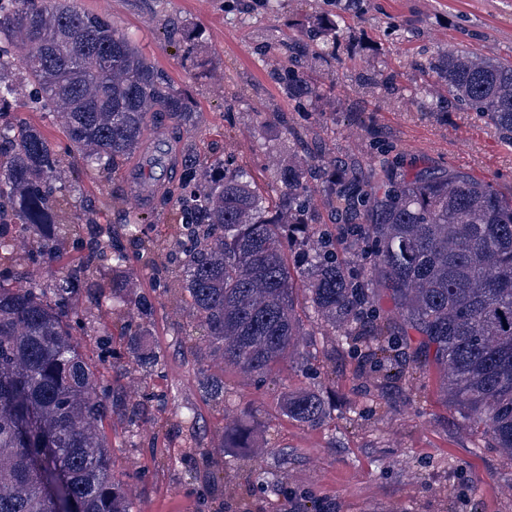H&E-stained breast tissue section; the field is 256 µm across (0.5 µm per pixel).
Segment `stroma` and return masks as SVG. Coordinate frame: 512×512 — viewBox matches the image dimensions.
I'll list each match as a JSON object with an SVG mask.
<instances>
[{
	"label": "stroma",
	"mask_w": 512,
	"mask_h": 512,
	"mask_svg": "<svg viewBox=\"0 0 512 512\" xmlns=\"http://www.w3.org/2000/svg\"><path fill=\"white\" fill-rule=\"evenodd\" d=\"M79 11L107 16L163 69L202 114L184 135L205 155L232 154L263 188L276 182L288 153L323 160L352 158L363 171L379 164L378 144H393L404 168L452 169L512 189V147L474 113L448 105L446 86L426 62L452 46L512 59V0H71ZM336 20V54L304 73L320 99L282 97L286 59L275 42L313 34ZM434 95L438 107L424 111ZM287 113L298 128L322 125L320 140L296 141L276 125ZM66 178L94 200L101 220L115 224L143 207L126 193L127 169L108 176L72 165ZM150 320L165 359L154 373L128 364L120 382L144 417L127 429L113 413L112 473L124 482L134 512H512V456L493 447L454 404L435 376L405 375L380 385L334 330L305 321L297 371L287 356L262 380L224 374L223 405L204 401L196 369L193 320L170 299L155 302ZM307 387L332 404L328 422L286 418L277 397ZM165 395L158 404L157 395ZM193 411L196 442L217 445L240 419L265 428L266 443L249 459L224 455V503L199 479L198 462L179 431Z\"/></svg>",
	"instance_id": "1"
}]
</instances>
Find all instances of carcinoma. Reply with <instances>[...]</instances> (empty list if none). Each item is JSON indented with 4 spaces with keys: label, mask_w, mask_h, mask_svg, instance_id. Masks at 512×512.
Returning a JSON list of instances; mask_svg holds the SVG:
<instances>
[{
    "label": "carcinoma",
    "mask_w": 512,
    "mask_h": 512,
    "mask_svg": "<svg viewBox=\"0 0 512 512\" xmlns=\"http://www.w3.org/2000/svg\"><path fill=\"white\" fill-rule=\"evenodd\" d=\"M336 23L311 42L288 38V60L309 66L330 55ZM21 42L26 55L13 62ZM430 68L465 106L512 145V61L466 48L437 54ZM290 100L316 97L299 70L281 81ZM29 86L40 110L60 117L66 144L51 143L23 117H0V512H133L112 477L106 422L116 409L137 425L144 413L100 369L128 357L159 365L150 321L153 295L189 309L206 342L201 357L221 373H200L203 397L224 404V372L271 373L301 335L298 308L364 347L377 381L393 377L394 353L409 349L418 372L434 370L440 391L477 417L497 448L512 454V192L453 170L402 171L384 159L359 173L308 157L280 161L281 198L270 204L233 157H201L175 142L142 161L139 188L174 203L167 246L150 235L149 216L104 224L92 202L73 219L62 154L87 169L114 171L167 122L191 126L194 105L129 36L68 0H0V102ZM177 180L157 182L170 160ZM343 222L339 236L318 225L316 198ZM30 240L21 253L17 240ZM363 241L362 275L336 252V239ZM35 265L52 280L30 276ZM152 272V293L131 300L134 267ZM112 274V293L97 285ZM109 302L119 324L92 327ZM135 306L137 316L129 315ZM96 336V358L81 336ZM279 412L311 425L329 418L328 401L298 387ZM257 428L224 430L218 448H198L208 492L224 507V477L210 459L225 449L262 447Z\"/></svg>",
    "instance_id": "1"
}]
</instances>
